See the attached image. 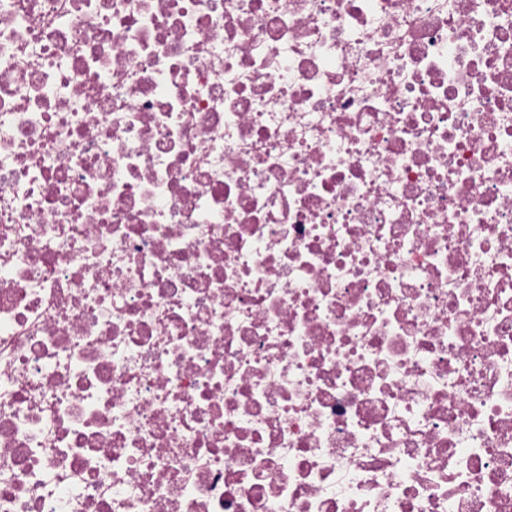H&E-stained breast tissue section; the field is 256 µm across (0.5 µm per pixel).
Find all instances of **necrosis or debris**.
I'll use <instances>...</instances> for the list:
<instances>
[{
  "mask_svg": "<svg viewBox=\"0 0 512 512\" xmlns=\"http://www.w3.org/2000/svg\"><path fill=\"white\" fill-rule=\"evenodd\" d=\"M0 512H512V0H0Z\"/></svg>",
  "mask_w": 512,
  "mask_h": 512,
  "instance_id": "4bbe7bcc",
  "label": "necrosis or debris"
}]
</instances>
